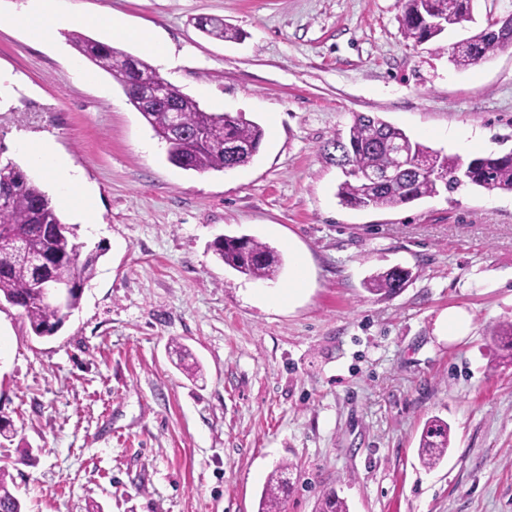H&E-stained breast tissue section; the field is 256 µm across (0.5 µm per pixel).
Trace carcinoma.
I'll use <instances>...</instances> for the list:
<instances>
[{"instance_id":"cac0c4a2","label":"carcinoma","mask_w":512,"mask_h":512,"mask_svg":"<svg viewBox=\"0 0 512 512\" xmlns=\"http://www.w3.org/2000/svg\"><path fill=\"white\" fill-rule=\"evenodd\" d=\"M401 26L404 37L416 44L428 42L446 28L473 20L474 0H402ZM195 27L205 35L219 39H237L239 33L224 24V19L200 17ZM77 51L121 86L133 75L156 73L145 60L103 44L80 33L68 34ZM512 46V34L502 36L499 26L486 25L475 35L448 47L449 61L459 68L478 64L490 53ZM170 100L180 112L184 129L192 133L201 128L203 140L173 138L169 134L168 109L152 108L144 114L156 135L166 144L168 159L186 170L227 171L250 163L264 139L262 127L242 112H206L197 101L170 88ZM404 141L416 161L414 166L395 170L386 184L367 183L349 173L337 185L340 202L353 208L394 207L443 189H453L454 175L466 172V183L488 192H512V151L476 156L467 161L414 141L403 130L378 117L358 115L347 133L336 137L333 148L338 155L330 159L341 166L350 161L364 170H382L391 165L390 144ZM0 188L7 191L0 204V303H20L32 333L51 336L72 310L79 306L83 289L92 279L98 255L81 256L74 242V228L64 223L52 198L16 164H0ZM215 254L225 265L259 280H273L282 265L280 253L273 247L247 235L222 236L213 243ZM412 278L401 267L378 272L366 281L373 294L393 296ZM69 288L65 302L45 298L39 285L46 281ZM448 452V424L431 420L424 429L418 455L423 466L433 468ZM290 464L278 467L267 479L258 512H281L289 490ZM0 512H23L21 500L6 480L0 467ZM316 512H349L346 502L335 494L321 499Z\"/></svg>"}]
</instances>
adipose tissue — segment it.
Returning <instances> with one entry per match:
<instances>
[{"label":"adipose tissue","instance_id":"adipose-tissue-1","mask_svg":"<svg viewBox=\"0 0 512 512\" xmlns=\"http://www.w3.org/2000/svg\"><path fill=\"white\" fill-rule=\"evenodd\" d=\"M57 3L58 0H27L15 21L30 33L33 41L56 38L64 24ZM22 148L32 164L45 169L55 179L60 201L75 210L84 223H96L95 200L85 189L81 173L55 155L49 141H27Z\"/></svg>","mask_w":512,"mask_h":512}]
</instances>
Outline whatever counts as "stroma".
Returning a JSON list of instances; mask_svg holds the SVG:
<instances>
[{"label": "stroma", "instance_id": "obj_1", "mask_svg": "<svg viewBox=\"0 0 512 512\" xmlns=\"http://www.w3.org/2000/svg\"><path fill=\"white\" fill-rule=\"evenodd\" d=\"M0 0V162L56 188L21 149L50 138L84 177L98 221L61 209L83 251L103 248L80 304L38 338L0 305V438L26 512H258L268 475L294 465L284 512L336 492L349 512H512V194L464 184L391 208L341 205L323 148L355 115L463 157L512 151V46L459 69L466 29L413 45L401 0H60L168 42L161 76L209 112L265 130L229 171L184 170L67 36L37 43ZM217 16L241 34L194 25ZM88 76L75 82L73 64ZM276 248V279L225 266L221 235ZM307 282L290 303L298 263ZM412 271L393 296L372 273ZM465 309L448 342L440 320ZM449 426L428 469L426 423ZM195 27L205 35L224 41V39H238L239 33L224 24L223 18L200 17L195 21ZM442 327L447 331L448 342L466 338L471 329V319L463 310L449 307L448 313L442 318Z\"/></svg>", "mask_w": 512, "mask_h": 512}]
</instances>
